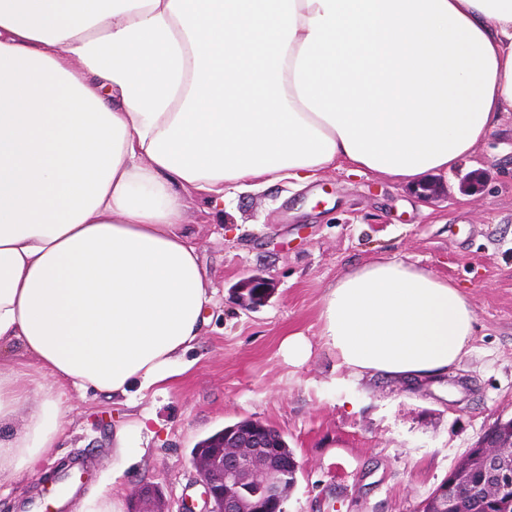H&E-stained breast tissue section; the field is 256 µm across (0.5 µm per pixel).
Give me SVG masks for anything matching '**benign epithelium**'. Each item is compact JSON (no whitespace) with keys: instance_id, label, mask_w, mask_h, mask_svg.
Returning a JSON list of instances; mask_svg holds the SVG:
<instances>
[{"instance_id":"benign-epithelium-1","label":"benign epithelium","mask_w":512,"mask_h":512,"mask_svg":"<svg viewBox=\"0 0 512 512\" xmlns=\"http://www.w3.org/2000/svg\"><path fill=\"white\" fill-rule=\"evenodd\" d=\"M272 290L271 281L259 274L238 285V297L245 306L253 308L265 301ZM279 432L257 420L247 419L224 427L218 433L196 445L192 463L203 487L201 501L185 498L179 512H255L253 488H258L262 500L286 512L289 486L295 485L297 461L283 457L280 464L271 463L278 452ZM512 445V419L496 423L481 444L478 482L468 488L477 498L485 486L503 491L512 490V463L499 453L503 442ZM435 496L446 504L448 512H458V494L454 481L440 484ZM138 508L133 512H171L162 492L154 485L140 487L135 493Z\"/></svg>"}]
</instances>
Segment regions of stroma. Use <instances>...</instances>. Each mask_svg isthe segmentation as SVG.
Segmentation results:
<instances>
[{"mask_svg":"<svg viewBox=\"0 0 512 512\" xmlns=\"http://www.w3.org/2000/svg\"><path fill=\"white\" fill-rule=\"evenodd\" d=\"M185 222L213 288L209 324L185 356L189 370L132 406L68 392L56 448L32 473L0 474V512H31L45 485L70 486L84 457L95 460L94 474L65 512H77L107 480L124 507L149 483L177 512L183 498L200 494L195 445L246 418L278 430L294 452L286 512H420L469 449L512 419L511 134H491L429 188L336 169L299 186L280 180L233 192L220 214L190 199ZM379 259L427 269L470 302L473 336L446 374L360 377L321 344L327 286ZM255 273L273 288L249 309L235 287ZM291 334L309 341L306 360L282 355ZM144 414L149 430L133 434L138 461L129 467L115 434Z\"/></svg>","mask_w":512,"mask_h":512,"instance_id":"35a3bbf8","label":"stroma"}]
</instances>
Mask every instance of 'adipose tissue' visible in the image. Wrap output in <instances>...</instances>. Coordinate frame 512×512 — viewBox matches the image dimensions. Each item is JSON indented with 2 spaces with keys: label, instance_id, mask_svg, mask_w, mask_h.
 Wrapping results in <instances>:
<instances>
[{
  "label": "adipose tissue",
  "instance_id": "1",
  "mask_svg": "<svg viewBox=\"0 0 512 512\" xmlns=\"http://www.w3.org/2000/svg\"><path fill=\"white\" fill-rule=\"evenodd\" d=\"M511 112L512 0H0V349L22 359L0 473L55 448L67 389L128 400L186 371L213 289L185 194L342 163L418 185ZM320 321L340 366L429 380L475 318L377 260Z\"/></svg>",
  "mask_w": 512,
  "mask_h": 512
}]
</instances>
